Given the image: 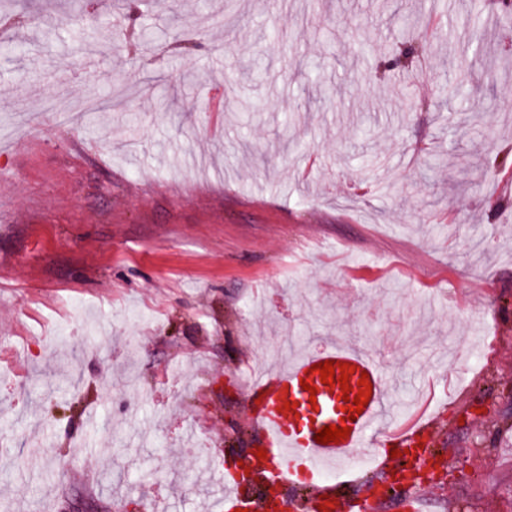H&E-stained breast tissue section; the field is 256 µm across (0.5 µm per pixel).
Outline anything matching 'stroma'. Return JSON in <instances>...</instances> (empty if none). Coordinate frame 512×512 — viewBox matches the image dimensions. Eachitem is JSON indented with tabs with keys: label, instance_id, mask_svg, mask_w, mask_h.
I'll return each mask as SVG.
<instances>
[{
	"label": "stroma",
	"instance_id": "1",
	"mask_svg": "<svg viewBox=\"0 0 512 512\" xmlns=\"http://www.w3.org/2000/svg\"><path fill=\"white\" fill-rule=\"evenodd\" d=\"M495 3L476 34L458 0H135L136 51L111 0H0L27 47L0 56V506L213 512L254 372L336 343L381 356L393 443L436 456L422 512H512ZM385 485L341 494L407 512Z\"/></svg>",
	"mask_w": 512,
	"mask_h": 512
}]
</instances>
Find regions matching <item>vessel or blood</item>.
Here are the masks:
<instances>
[{
  "label": "vessel or blood",
  "instance_id": "obj_1",
  "mask_svg": "<svg viewBox=\"0 0 512 512\" xmlns=\"http://www.w3.org/2000/svg\"><path fill=\"white\" fill-rule=\"evenodd\" d=\"M334 360L347 363L355 369L348 380L349 392L340 386L321 383L314 364ZM366 378L372 386L368 404L355 421L350 422V433L336 443L321 444L315 439L319 430L329 425H340L337 406L343 396H357L359 378ZM316 386L322 412L315 423L297 426L293 409H285V402L309 400V386ZM385 397L382 365L375 357L335 345L305 355L287 369L266 373L248 392L252 419L256 426V446L265 451V458L250 457L245 463L250 476L262 481L293 487L307 484L318 495L334 496L337 487L347 485L353 473L352 463L362 459L379 461L373 445L379 435L376 421ZM212 473L222 488L223 512H238L249 497L248 484L238 470L218 466Z\"/></svg>",
  "mask_w": 512,
  "mask_h": 512
}]
</instances>
